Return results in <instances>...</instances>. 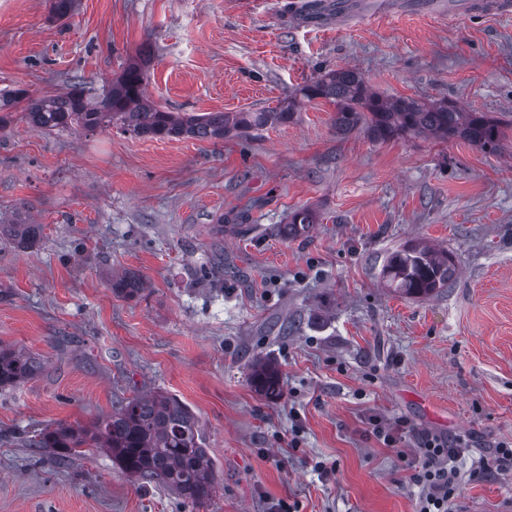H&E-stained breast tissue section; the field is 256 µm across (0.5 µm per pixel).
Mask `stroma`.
Returning a JSON list of instances; mask_svg holds the SVG:
<instances>
[{
    "mask_svg": "<svg viewBox=\"0 0 512 512\" xmlns=\"http://www.w3.org/2000/svg\"><path fill=\"white\" fill-rule=\"evenodd\" d=\"M281 0H0V95L101 89L148 51L146 95L173 112L279 107L328 69H357L388 98L484 112L498 152L461 140L339 134L336 107L246 136L144 139L116 127L0 130V218L43 225L0 239V348L45 362L0 390V512H416L399 454L422 433L512 441V17L450 16L392 0L391 17L315 31L281 26ZM321 216L306 237L291 211ZM421 239L448 250L453 284L426 299L384 288L386 257ZM140 275L138 297L110 281ZM276 362L282 394L251 383ZM196 416L217 493L182 503L106 452L70 466L32 447L44 429L111 414L138 392ZM406 420L398 447L368 420ZM336 463L321 475L316 462ZM512 472L463 480L449 512H498ZM316 213L308 208L302 207L290 213L288 224H284L283 232L288 238H298L308 235L317 223ZM42 229L41 224H32L27 219H23L20 214L9 224L0 221V237H10L26 246H32L39 241Z\"/></svg>",
    "mask_w": 512,
    "mask_h": 512,
    "instance_id": "1",
    "label": "stroma"
}]
</instances>
